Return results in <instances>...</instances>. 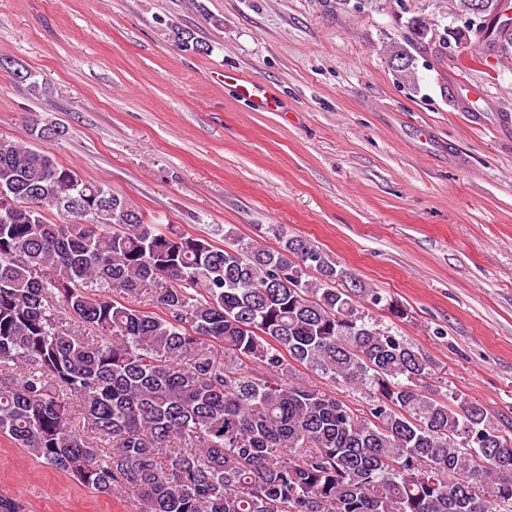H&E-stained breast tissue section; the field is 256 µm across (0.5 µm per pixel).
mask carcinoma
Segmentation results:
<instances>
[{"label": "carcinoma", "instance_id": "carcinoma-1", "mask_svg": "<svg viewBox=\"0 0 512 512\" xmlns=\"http://www.w3.org/2000/svg\"><path fill=\"white\" fill-rule=\"evenodd\" d=\"M501 2L475 23L458 0L456 40L511 47L490 24ZM425 35L411 23L394 71ZM267 232L274 249L148 222L0 138V436L99 494L135 489L139 512H512V436L481 403L430 392L429 359L364 314L403 309L310 240ZM299 367L366 410L292 381Z\"/></svg>", "mask_w": 512, "mask_h": 512}]
</instances>
